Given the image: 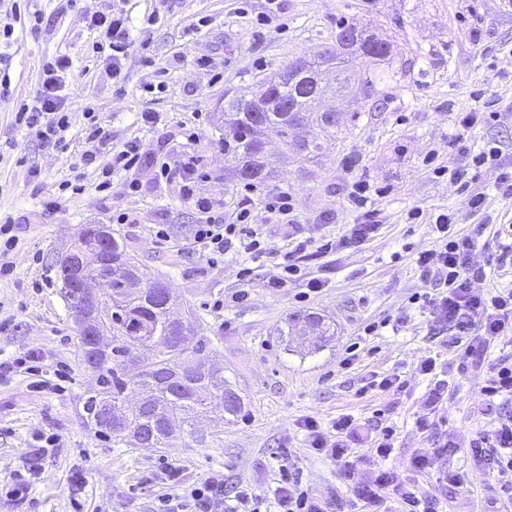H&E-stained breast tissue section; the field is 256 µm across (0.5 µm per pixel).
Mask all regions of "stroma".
<instances>
[{"label": "stroma", "mask_w": 512, "mask_h": 512, "mask_svg": "<svg viewBox=\"0 0 512 512\" xmlns=\"http://www.w3.org/2000/svg\"><path fill=\"white\" fill-rule=\"evenodd\" d=\"M17 7L39 12L43 24L36 37L27 25H16L10 93L0 96V143L14 145L0 155V214L16 217L19 237L11 271L0 276V361L32 352L44 367L0 379V486L13 483L30 455H37L39 470L28 495L0 500V512H155L161 496L173 491L164 475L171 465L185 485L223 474L229 501L242 483L269 489L287 461L296 463L305 487L335 497L336 512H345L349 482L368 480L373 459L362 457L344 472L308 448L299 424L311 416L326 425L346 414L360 428L359 448L364 435L392 422L395 450L388 467L420 494L435 496L442 512H512V500L496 492L497 470L467 453L470 440L491 427L480 412L484 374L476 368L450 371L454 355L446 326L433 320L428 307L410 301L436 289L416 271L413 252L433 248V218L459 209L462 200L447 174L436 176L435 168L448 173L462 167L491 140L499 144L500 158L473 185L486 195L484 212L461 211L456 230L479 238L474 263L486 275L474 288H512V265L491 263L500 250L499 231L512 225V197L494 189L502 169L512 170V0H280L274 9L267 0H127L136 44L120 93L108 56L92 50L95 35L80 7H66L63 0H0V19L10 20ZM151 12L160 19L144 26ZM266 12L271 22L258 24ZM351 23L389 45L384 62L364 57L352 67L354 78L374 77L372 97L323 100V107L345 115L335 146L305 167L283 162L287 178L261 183L257 194L246 191L231 179L232 163L215 147L224 137L225 92L249 93L257 81L333 44L340 25ZM63 53L72 60V127L65 146L52 147L16 125L14 115L39 92L42 60ZM159 82L164 91L145 92L146 84ZM491 105L506 113V121L459 129V113ZM88 111L98 115L108 145L134 138L148 157L163 143L178 144L186 133L198 132L204 171L199 194L223 199L228 223L241 206L253 209L266 258L228 256L214 263L199 255L191 246L197 211L184 199L179 179L158 180L150 165L114 175L110 191L97 192L95 172L82 166L81 157L94 152L102 164L108 155L87 137ZM144 112L161 113V123L143 124ZM132 178L139 184L133 194L126 188ZM358 180L376 190L371 208L377 233L300 258L302 274L322 281L320 293L306 299L302 284L270 287L277 260L296 239L337 240L349 225L362 223L348 201ZM67 182L84 184V194L69 197L58 210H43L40 198L59 193ZM282 184L298 223L263 211L261 192ZM415 209L421 218L408 221ZM117 212L126 213L128 223L113 224ZM86 224L112 225L126 252L165 282L177 305L196 308L203 334L213 342L211 362L223 366L246 403L242 419L220 424L211 414L200 415L196 428L204 441L190 448H131L99 435L87 421L83 402L96 377L82 363L54 266ZM158 224L167 225L169 241L156 242ZM243 280L248 300L216 308V300ZM297 312L323 316L333 338L315 352L286 343L281 331ZM373 323L378 332L367 333ZM428 357L448 373V397L433 410L424 403L427 380L416 372ZM392 374L404 390H366L373 376ZM422 417L433 423L424 434L416 425ZM49 437L55 440L50 447ZM446 440L452 448L439 453ZM418 455L432 456V466L414 469ZM447 470L464 472V484L444 482Z\"/></svg>", "instance_id": "stroma-1"}]
</instances>
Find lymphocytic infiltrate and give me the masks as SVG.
<instances>
[{"label": "lymphocytic infiltrate", "instance_id": "f902f5d3", "mask_svg": "<svg viewBox=\"0 0 512 512\" xmlns=\"http://www.w3.org/2000/svg\"><path fill=\"white\" fill-rule=\"evenodd\" d=\"M83 12L88 29L97 35L94 50L110 49L112 80L123 84V69L131 44L129 20L123 5H113L108 11L87 5ZM70 68L68 55L59 54L47 60L42 66L40 92L31 102L21 104L16 113L17 123L33 131L47 145L63 144L70 128L71 107L65 92ZM199 143L198 134L188 135L178 166H170L164 158H155L156 177L165 180L180 177L184 197L203 216L195 228L194 242L208 259L221 258L231 252L255 259L264 257L266 251L259 232L250 223L249 209L239 210L235 223L225 224L216 215L217 209L224 206L223 200L197 194V184L204 176L197 151ZM499 155L497 142H485L473 155L469 167L451 172V181L459 183L465 192L463 204L469 212H480L485 201L483 193L470 192L472 181L476 180L481 167L493 164ZM368 191L367 184L358 183L351 193L354 207L364 212V223L351 225L338 242L327 240L317 245L308 238L296 241L292 253L286 254L280 262V272L271 280V287L284 288L301 280L296 258L312 248L326 253L336 249L338 244L360 243L375 234L378 227L373 222L374 214L366 209ZM455 223V214L437 216L434 222L436 246L417 252L415 264L423 279H433L445 286L444 291L436 295L424 296L423 302L435 318L448 327L449 345L455 350L458 372H466L474 360L486 362L484 412L491 416L492 426L470 442L468 452L473 459L496 466L505 477L501 492L512 497V416L496 412L498 398L512 397V356L492 360L487 357L493 346L512 336V289L484 293L473 288V281L485 275L483 268L471 262L478 241L476 237L455 232ZM354 428L355 420L349 415L339 416L326 427L311 417L302 423L309 448L347 470L353 466L354 449L350 438ZM393 437L392 427L382 430L370 448L371 456L380 460V467L369 481L350 486L351 501L357 512H379L391 493L397 497V512H437L434 501L399 483L394 472L383 467V460L394 450ZM279 473L278 482L269 492L241 485L229 504L224 501V479L216 474L185 488L182 493L162 498L157 512H263L270 499L274 500L277 512H333L332 499L313 496L303 490L290 465H280Z\"/></svg>", "mask_w": 512, "mask_h": 512}]
</instances>
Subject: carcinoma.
<instances>
[{"label": "carcinoma", "mask_w": 512, "mask_h": 512, "mask_svg": "<svg viewBox=\"0 0 512 512\" xmlns=\"http://www.w3.org/2000/svg\"><path fill=\"white\" fill-rule=\"evenodd\" d=\"M387 44L363 34L360 44L335 57V83L332 89L353 99L359 98L360 87L352 82V62L368 54L385 58ZM326 51L306 61L310 78L294 80L291 71L261 81L257 88L268 86L267 94L275 104L265 113L266 121L277 129L282 152L305 165L323 154L326 145L336 141L342 132L341 120H332L324 112H282L279 104L295 105L313 89L311 78L325 63ZM249 103L236 95L226 96L224 105V157L251 168L249 180H265L275 176L272 164L262 153L258 132L250 123ZM75 247L87 257V272L96 274L105 268L110 273L111 292L108 309L102 321L108 343L105 355L98 361V389L90 391L84 401L87 420L104 436H118L137 444L148 440L149 448H172L178 439L203 442L196 435V419L202 413H213L219 419L236 418L244 409L241 395L224 378V369L208 363L201 355L202 345H192L201 330V321L193 308L187 309V320L179 323L161 297L164 284L143 270L128 255L117 239H112V266L106 268L107 257L89 250L88 242L79 237ZM284 336H314L318 350L334 336L324 318L313 313L289 317ZM189 368L194 373L192 385L176 389L163 383L175 370ZM139 389L140 401L127 402L129 385Z\"/></svg>", "instance_id": "obj_1"}]
</instances>
